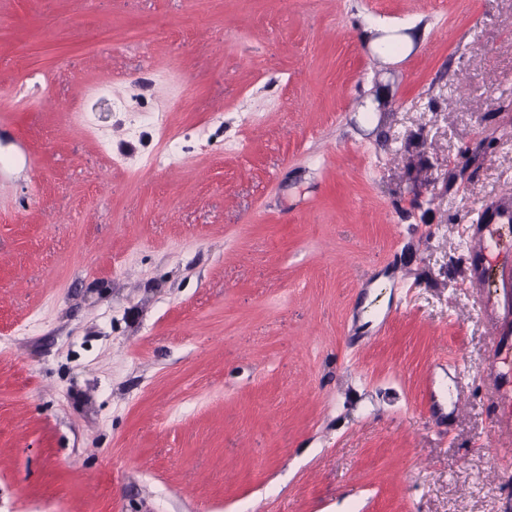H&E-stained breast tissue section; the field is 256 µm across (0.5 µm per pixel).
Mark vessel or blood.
I'll list each match as a JSON object with an SVG mask.
<instances>
[{
  "label": "vessel or blood",
  "mask_w": 512,
  "mask_h": 512,
  "mask_svg": "<svg viewBox=\"0 0 512 512\" xmlns=\"http://www.w3.org/2000/svg\"><path fill=\"white\" fill-rule=\"evenodd\" d=\"M510 233L511 194L481 204L475 222L466 227L470 255L466 286L485 319L496 322L502 332L483 361L493 382L495 438L500 442L512 441V247L503 242Z\"/></svg>",
  "instance_id": "vessel-or-blood-1"
}]
</instances>
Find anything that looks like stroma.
<instances>
[{
    "instance_id": "obj_1",
    "label": "stroma",
    "mask_w": 512,
    "mask_h": 512,
    "mask_svg": "<svg viewBox=\"0 0 512 512\" xmlns=\"http://www.w3.org/2000/svg\"><path fill=\"white\" fill-rule=\"evenodd\" d=\"M39 69L0 111V512H512L464 237L512 191V0H0V92ZM48 80L41 71H33L13 92L16 102L24 101L31 94H42ZM179 146V141L176 138H170L168 141H165L161 149L146 159L144 169L151 171L163 168L172 156L179 153Z\"/></svg>"
}]
</instances>
